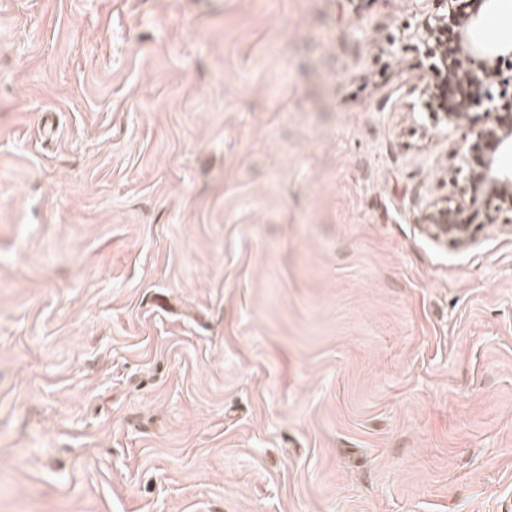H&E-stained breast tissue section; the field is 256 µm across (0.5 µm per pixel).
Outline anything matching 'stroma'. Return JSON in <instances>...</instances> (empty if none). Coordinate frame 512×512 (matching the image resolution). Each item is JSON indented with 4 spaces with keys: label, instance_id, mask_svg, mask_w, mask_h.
<instances>
[{
    "label": "stroma",
    "instance_id": "1",
    "mask_svg": "<svg viewBox=\"0 0 512 512\" xmlns=\"http://www.w3.org/2000/svg\"><path fill=\"white\" fill-rule=\"evenodd\" d=\"M433 10L0 0V512H505L512 226L423 229Z\"/></svg>",
    "mask_w": 512,
    "mask_h": 512
}]
</instances>
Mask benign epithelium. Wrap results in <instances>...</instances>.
<instances>
[{
    "label": "benign epithelium",
    "mask_w": 512,
    "mask_h": 512,
    "mask_svg": "<svg viewBox=\"0 0 512 512\" xmlns=\"http://www.w3.org/2000/svg\"><path fill=\"white\" fill-rule=\"evenodd\" d=\"M437 2L443 13L421 22L437 77L428 87L426 102L432 121L453 124L458 121L457 110L466 113L494 101L490 87H500L499 104L486 111L488 123L473 129L463 144L469 166L464 192L454 204L429 205L425 214V230L434 240L468 245L487 225L512 223V169L500 165V156L512 153V77L503 76L493 65L505 55L512 56V43L486 48L468 42L469 31L480 24L479 14L467 11V0Z\"/></svg>",
    "instance_id": "7a95c632"
}]
</instances>
